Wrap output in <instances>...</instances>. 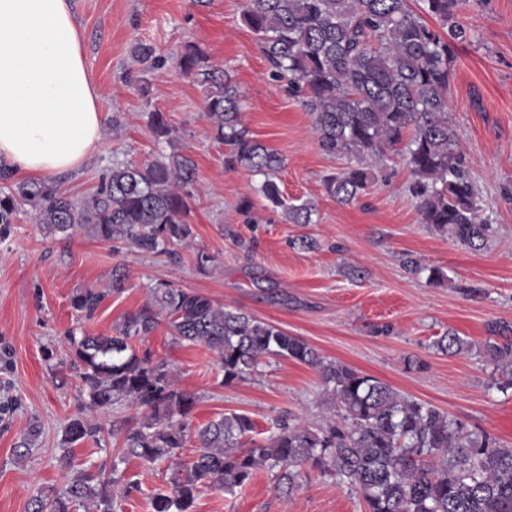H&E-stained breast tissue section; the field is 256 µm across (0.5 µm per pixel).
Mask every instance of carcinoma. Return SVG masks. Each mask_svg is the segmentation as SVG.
<instances>
[{"instance_id":"obj_1","label":"carcinoma","mask_w":512,"mask_h":512,"mask_svg":"<svg viewBox=\"0 0 512 512\" xmlns=\"http://www.w3.org/2000/svg\"><path fill=\"white\" fill-rule=\"evenodd\" d=\"M244 0L242 20L259 40L273 77L311 115L320 147L351 165L324 176L325 192L342 204L357 200L372 184L366 165L390 153L404 157L412 175L421 223L471 249L493 233L480 220L477 186L456 134L448 123L452 42L465 40L457 21L458 0ZM437 20L430 26L424 15ZM180 74L207 86L205 118L217 140L229 147L225 165L264 177L259 193L282 211L285 222L308 224L312 205L287 202L276 181L283 158L249 136L240 91L229 72L208 63L195 45L178 56ZM159 138L172 136L166 115L150 117ZM196 180L191 156L172 153L143 164H116L97 190L77 199L48 182L24 181L0 192V225L21 212L33 216L47 236L80 229L102 242H128L161 256L193 237L190 188ZM128 274L112 268L104 288L89 287L72 298L75 311L92 316L104 300L127 287ZM166 324L178 343L212 351L224 384L247 379L262 357L293 359L316 369L336 399L340 421L324 428L277 422L261 442L242 443L254 429L250 417L233 413L195 433L197 453L180 449L190 434L188 418L199 397L180 388L168 365L154 362L133 343ZM480 354L494 366L496 389L512 388V325L493 321ZM71 364L80 393L93 408L128 403L139 421H112L123 435L121 458L148 463L168 460V487L151 496L153 512H191L200 488L244 486L260 465L282 469L293 484L296 467L359 489L368 512H512V447L432 404L400 396L381 380L331 361L298 336L230 309L211 298L159 281L147 301L123 318L111 335L69 336ZM431 347L445 355L472 349L450 331ZM103 430L75 418L66 443ZM124 476L119 463L108 473L83 472L53 499L33 496L29 512H115L106 487Z\"/></svg>"}]
</instances>
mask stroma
<instances>
[{
    "label": "stroma",
    "mask_w": 512,
    "mask_h": 512,
    "mask_svg": "<svg viewBox=\"0 0 512 512\" xmlns=\"http://www.w3.org/2000/svg\"><path fill=\"white\" fill-rule=\"evenodd\" d=\"M72 2L105 122L99 149L55 184L82 198L113 164L188 154L197 165L194 238L175 246L169 258L80 230L47 237L26 213L0 226V512H28L31 497L61 492L77 473L111 470L121 436L63 443L67 424L82 413L67 336L112 333L159 280L278 325L327 359L512 446V391L492 388L493 367L478 351L489 322L512 324V0H462L457 12L469 36L454 44L448 117L480 192V215L495 229L479 250L421 223L400 156L375 166L376 182L358 201L344 205L325 193L323 176L345 161L320 149L310 114L271 77L255 34L241 20L243 0ZM140 43L153 45L160 58L145 77L134 57ZM188 43L230 69L245 126L283 157L277 182L288 202L313 205L311 223H284L257 193L260 177L225 169L227 148L205 118L206 87L176 70ZM144 83L145 95L139 90ZM156 110L166 114L172 140L156 139L151 130L149 114ZM245 196L254 204L248 217L237 210ZM304 236L316 239L317 249L297 246ZM243 240L254 242L253 255L240 248ZM201 248L216 258L204 272L194 264ZM408 257L441 269L447 281L436 286L408 273ZM118 264L129 272L126 290L109 296L93 319L78 318L73 296L104 287ZM382 325L389 333H379ZM449 331L471 351L448 356L432 349ZM145 346L168 364L181 388L198 396L191 427L243 413L259 441L276 420L319 426L338 413L318 372L304 363L270 357L247 380L226 386L213 352L174 343L165 327ZM410 358L423 361V368H408ZM34 425L40 429L34 447L18 461L15 448ZM121 468L125 481L112 489L116 512H151L148 496L166 487L168 463L130 458ZM300 472L293 488L281 482L280 469L266 466L245 486L202 488L193 512H367L359 490L307 465ZM130 482L137 485L131 492Z\"/></svg>",
    "instance_id": "stroma-1"
}]
</instances>
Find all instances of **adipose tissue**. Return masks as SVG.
Returning <instances> with one entry per match:
<instances>
[{
  "label": "adipose tissue",
  "mask_w": 512,
  "mask_h": 512,
  "mask_svg": "<svg viewBox=\"0 0 512 512\" xmlns=\"http://www.w3.org/2000/svg\"><path fill=\"white\" fill-rule=\"evenodd\" d=\"M99 99L71 0H0V164L76 171L100 144Z\"/></svg>",
  "instance_id": "adipose-tissue-1"
}]
</instances>
